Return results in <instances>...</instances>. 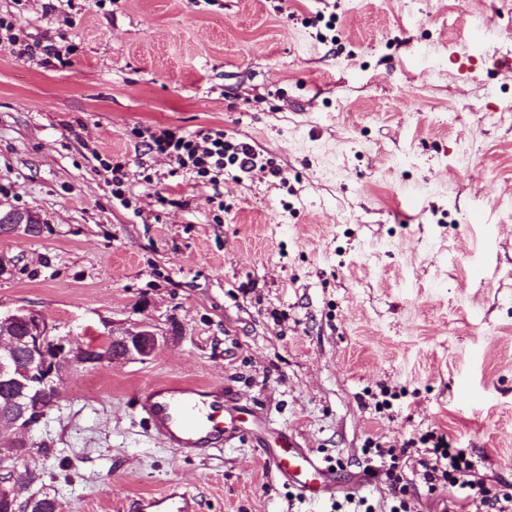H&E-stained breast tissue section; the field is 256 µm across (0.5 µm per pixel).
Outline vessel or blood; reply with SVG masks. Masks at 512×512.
Instances as JSON below:
<instances>
[{
	"label": "vessel or blood",
	"instance_id": "1",
	"mask_svg": "<svg viewBox=\"0 0 512 512\" xmlns=\"http://www.w3.org/2000/svg\"><path fill=\"white\" fill-rule=\"evenodd\" d=\"M227 401L223 385L188 381L155 383L138 394L140 410L155 437L186 456L223 447ZM264 455L277 479L295 488L301 498L315 501L329 492L336 472L332 462L316 457L310 450L285 444L265 449ZM198 509L196 496L178 485L169 486L161 494L139 498L133 506V512Z\"/></svg>",
	"mask_w": 512,
	"mask_h": 512
}]
</instances>
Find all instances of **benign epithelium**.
<instances>
[{
  "label": "benign epithelium",
  "mask_w": 512,
  "mask_h": 512,
  "mask_svg": "<svg viewBox=\"0 0 512 512\" xmlns=\"http://www.w3.org/2000/svg\"><path fill=\"white\" fill-rule=\"evenodd\" d=\"M39 227L37 217L29 211L6 208L0 203V228L8 233L30 235ZM23 322L26 334L13 336L12 325ZM0 335L9 337V351L0 353V381L10 383L19 392L16 408L9 424L19 432H28L47 415L49 405L45 392L61 390L62 371L73 364L112 363L121 360H146L161 344L160 337L149 326L112 335V350H100L96 361L86 350L76 347L70 339L54 336L45 317L33 309H18L0 315ZM23 351L24 365H18L13 351Z\"/></svg>",
  "instance_id": "1"
}]
</instances>
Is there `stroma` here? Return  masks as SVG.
<instances>
[{"label": "stroma", "mask_w": 512, "mask_h": 512, "mask_svg": "<svg viewBox=\"0 0 512 512\" xmlns=\"http://www.w3.org/2000/svg\"><path fill=\"white\" fill-rule=\"evenodd\" d=\"M0 314L100 344L149 324L147 360L74 365L0 477L64 512H130L175 482L200 512H390L367 448L429 431L512 492V0H0ZM220 130L271 169L201 182L141 130ZM122 166L121 196L102 161ZM167 379L233 388L237 432L186 457L136 405ZM388 389L390 408L374 394ZM336 462L302 501L264 460L279 436ZM416 512H442L415 458ZM0 203V227L8 233L30 235L39 227L37 217L29 211L6 208ZM39 227L36 233H40Z\"/></svg>", "instance_id": "1"}]
</instances>
